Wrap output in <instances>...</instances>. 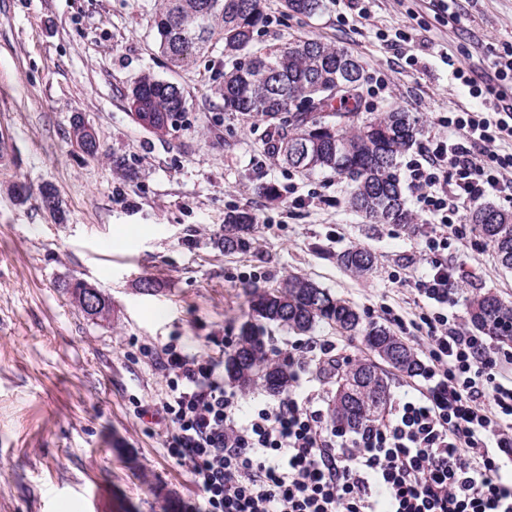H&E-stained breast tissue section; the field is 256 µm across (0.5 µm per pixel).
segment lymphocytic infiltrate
<instances>
[{
	"label": "lymphocytic infiltrate",
	"mask_w": 512,
	"mask_h": 512,
	"mask_svg": "<svg viewBox=\"0 0 512 512\" xmlns=\"http://www.w3.org/2000/svg\"><path fill=\"white\" fill-rule=\"evenodd\" d=\"M488 66L481 84L452 65L483 107L438 116L442 134L406 166L428 217L419 286L431 302L413 325L426 361L410 396L357 431L292 389L245 415L223 360L163 349L167 389L152 406L169 427L168 456L200 490L199 512H512V351L465 330L458 281L439 260L466 238L469 205L512 197V151L499 147L512 138V46Z\"/></svg>",
	"instance_id": "lymphocytic-infiltrate-1"
}]
</instances>
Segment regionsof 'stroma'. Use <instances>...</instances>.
<instances>
[{"instance_id": "35a3bbf8", "label": "stroma", "mask_w": 512, "mask_h": 512, "mask_svg": "<svg viewBox=\"0 0 512 512\" xmlns=\"http://www.w3.org/2000/svg\"><path fill=\"white\" fill-rule=\"evenodd\" d=\"M161 0H0V512H185L198 501L190 472L166 452L167 428L137 414L165 387L158 357L170 341L216 354L244 321L247 285L310 277L367 318H418L426 299L421 233L368 224L347 211V184L301 174L268 154L261 118L232 116L216 88L231 59L221 50L170 69L154 16ZM258 33L273 45L314 38L347 48L365 72L363 113L413 112L422 134L440 112L476 102L448 60L490 78L488 56L512 43V0H374L369 17L347 5L305 17L263 0ZM409 31L394 45L378 30ZM180 86L186 105L164 136L141 127L126 94L144 73ZM83 120L100 145L85 154L73 137ZM124 170H117L116 161ZM32 194L25 203L15 185ZM52 185L63 218L38 196ZM256 219L250 249L225 254L224 219ZM362 245L376 272L357 278L337 252ZM448 264L465 296L492 290L512 302V271L473 236L452 244ZM155 282L153 292L140 288ZM95 285L111 321L92 319L66 285ZM285 353L330 342L342 362L366 355L360 339L322 327L313 336L273 329Z\"/></svg>"}]
</instances>
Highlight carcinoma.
I'll list each match as a JSON object with an SVG mask.
<instances>
[{"label": "carcinoma", "mask_w": 512, "mask_h": 512, "mask_svg": "<svg viewBox=\"0 0 512 512\" xmlns=\"http://www.w3.org/2000/svg\"><path fill=\"white\" fill-rule=\"evenodd\" d=\"M329 0H283L294 14L315 16ZM268 23L261 0H164L155 25L160 52L175 67L189 65L218 38L224 55L237 57L224 72L219 92L224 111L260 117L270 128L269 147L291 168L306 173L330 172L348 181L347 208L371 224L411 227L399 177L401 156L420 135L418 120L403 109L362 117V83L343 79V65L353 54L344 47L306 39L266 48L254 34ZM181 88L144 74L128 93L132 112H150L149 131L163 136L184 112ZM475 233L492 249L497 263L512 269V211L485 206L470 216ZM256 230L247 211L227 216L224 251L244 252ZM343 269L359 277L373 274L377 258L353 245L336 254ZM81 309L94 298V317L108 320L111 308L101 291L76 280L68 284ZM248 319L224 360L228 381L242 389L259 386L270 395L288 391L294 366L288 357L270 356V326L306 334L328 326L341 336L358 337L376 356L342 363L328 371L335 386L331 418L358 430L378 418L389 395V371L420 373L415 350L387 326L367 322L349 301L303 275H290L275 288L247 286ZM467 321L512 348V303L490 290L470 297Z\"/></svg>", "instance_id": "obj_1"}]
</instances>
